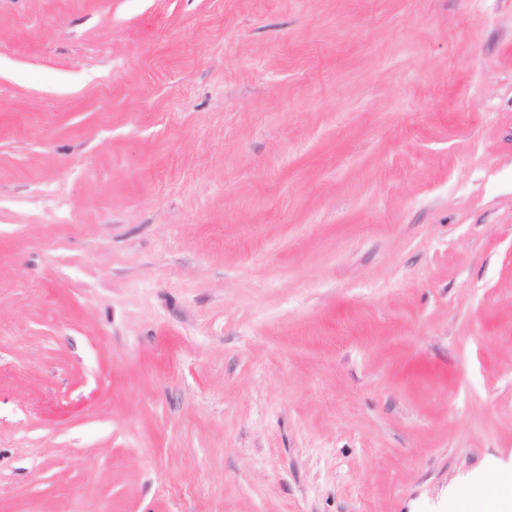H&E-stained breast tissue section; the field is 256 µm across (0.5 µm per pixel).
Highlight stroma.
Here are the masks:
<instances>
[{"label":"stroma","mask_w":512,"mask_h":512,"mask_svg":"<svg viewBox=\"0 0 512 512\" xmlns=\"http://www.w3.org/2000/svg\"><path fill=\"white\" fill-rule=\"evenodd\" d=\"M511 468L512 0H0V512Z\"/></svg>","instance_id":"stroma-1"}]
</instances>
